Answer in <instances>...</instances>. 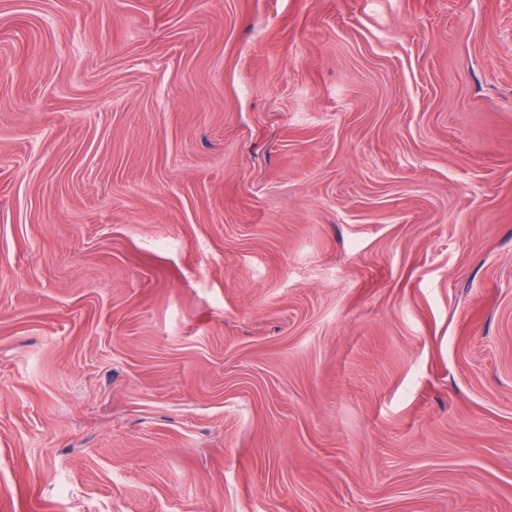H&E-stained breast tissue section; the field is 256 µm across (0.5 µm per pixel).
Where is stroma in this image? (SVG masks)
Returning <instances> with one entry per match:
<instances>
[{
  "mask_svg": "<svg viewBox=\"0 0 512 512\" xmlns=\"http://www.w3.org/2000/svg\"><path fill=\"white\" fill-rule=\"evenodd\" d=\"M0 512H512V0H0Z\"/></svg>",
  "mask_w": 512,
  "mask_h": 512,
  "instance_id": "stroma-1",
  "label": "stroma"
}]
</instances>
